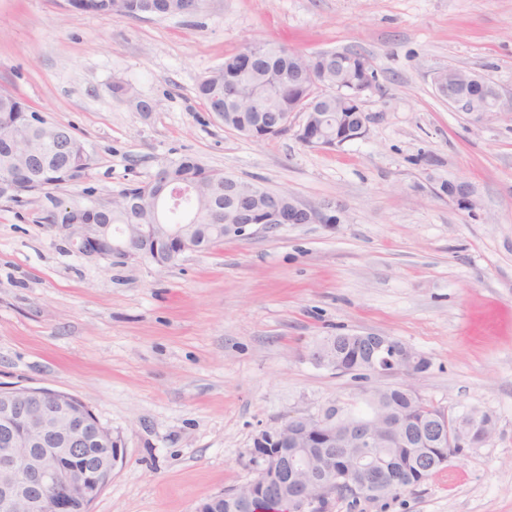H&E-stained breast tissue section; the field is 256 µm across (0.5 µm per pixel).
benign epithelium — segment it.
I'll list each match as a JSON object with an SVG mask.
<instances>
[{"label": "benign epithelium", "instance_id": "obj_1", "mask_svg": "<svg viewBox=\"0 0 512 512\" xmlns=\"http://www.w3.org/2000/svg\"><path fill=\"white\" fill-rule=\"evenodd\" d=\"M438 92L444 86L435 84ZM445 100L456 112L474 123L484 121L488 113L474 108L471 100L454 89ZM301 114V122L294 116ZM323 113L307 103L291 112L260 115V123L277 131H294L306 146H320ZM20 172L0 173V198L13 199ZM224 194L231 205L224 209V237L238 238L252 230L270 232L288 224H312L324 221L318 212L298 200L239 179L224 181ZM448 199L464 210L478 205L472 186L454 182L448 187ZM174 244L170 261L186 252L209 250V237L186 224H167L158 230L154 224L81 225L78 249L83 254L123 259L150 257L151 250ZM374 362L373 373L389 375L410 372L422 356L402 342L376 333H363ZM313 360L320 366L336 370L332 340L318 344ZM371 413L362 419L332 406L321 414L288 418L279 425L262 430L274 433L280 448L260 460L255 476L235 489L244 504L258 500L288 505V512H308L326 493L342 485L343 475L336 468V458L326 448L302 447L303 435L311 428L330 441L337 440L349 449V456L375 484L394 476L390 458L381 442L408 439L406 421L380 409L377 390L369 392ZM481 413L446 414L445 421L432 424L413 436L419 445L441 449L445 464L467 447V431ZM112 442L109 433L95 417L87 413V403L43 388H3L0 390V512H69L75 502L92 503L101 493L103 476L114 469L119 459L111 456L94 469L68 464L73 456L91 445L108 453Z\"/></svg>", "mask_w": 512, "mask_h": 512}]
</instances>
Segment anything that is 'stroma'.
I'll return each instance as SVG.
<instances>
[{"instance_id":"1","label":"stroma","mask_w":512,"mask_h":512,"mask_svg":"<svg viewBox=\"0 0 512 512\" xmlns=\"http://www.w3.org/2000/svg\"><path fill=\"white\" fill-rule=\"evenodd\" d=\"M368 57L365 137L312 148L225 128L197 85L259 42ZM499 90L481 123L453 112L435 72ZM154 105L140 112L119 87ZM72 130L82 178L0 200V387L86 401L122 459L90 512H195L254 476L261 430L406 385L444 411L477 409L493 437L418 487L377 500L337 492L322 512H512V0H204L189 17L78 13L66 0H0V89ZM206 168L294 196L324 222L228 239L160 267L87 257L49 224L148 182ZM466 181L469 212L434 193ZM373 332L429 362L360 377L317 365L323 337Z\"/></svg>"}]
</instances>
